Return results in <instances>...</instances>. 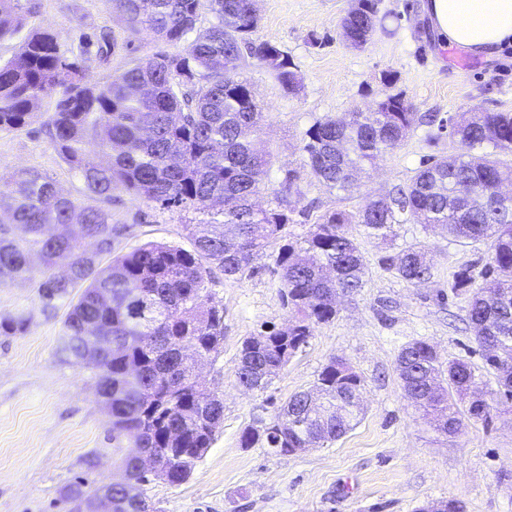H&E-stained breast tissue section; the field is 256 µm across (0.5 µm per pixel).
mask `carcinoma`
Masks as SVG:
<instances>
[{"label": "carcinoma", "mask_w": 512, "mask_h": 512, "mask_svg": "<svg viewBox=\"0 0 512 512\" xmlns=\"http://www.w3.org/2000/svg\"><path fill=\"white\" fill-rule=\"evenodd\" d=\"M204 1L212 21L198 32ZM110 3L132 34L148 31L170 44L192 32L195 37L183 50L157 53L100 85L83 81L82 55L61 50L57 35L34 29L18 57L0 60V130L24 126L40 101L60 89L47 134L89 194L109 201L120 185L165 207H193L204 218L186 225L189 249L146 243L101 268L100 257L112 253L127 227L112 223L108 211L64 195L51 176L16 170L0 176V285L30 278V258L37 255L47 272L38 285L45 307L83 287L57 354L78 365L89 349L97 352L95 391H104L112 438H126L135 448L121 462L124 481L112 484V512H157L141 491L154 477L140 469V455L158 457L165 482L179 485L213 444L224 399L194 376L195 364L218 353L224 341V309L211 302L209 291L213 269L226 279L242 277L270 247L290 318L243 342L256 353L239 363L240 386L266 389L314 327L336 318V294L364 287V256L348 225L361 224L383 239L392 225L408 221L489 244L481 269L460 266L449 288L467 297L483 369L497 376L512 372V199L498 195L501 182L512 178V165L497 158L512 152L511 112L448 117V137L489 153L478 161L433 156L408 184L355 209L330 210L299 238L288 232L295 209L280 192L266 208L252 204L272 157L248 138L260 130L264 112L250 84L237 78L243 51L271 70L284 91L298 81L277 46L252 38L258 24L253 0ZM29 14L31 0H0V41L18 33ZM376 15L377 0H363L360 16H344L341 28L364 48L376 32ZM414 124L401 93L386 95L383 112L319 119L305 133V165L318 182L350 192L357 185L354 173L397 147ZM338 142L344 149L339 154ZM13 225L24 235L14 236ZM60 261L68 265L63 276L51 273ZM383 264L411 284L432 276L430 259L417 246L384 257ZM25 324L21 315L0 316V334L21 333ZM396 370L407 397L442 433H457L464 416L478 421L490 415L488 399L470 390L477 369L461 359L442 366L425 340L400 350ZM315 390L316 398L298 392L272 421L245 428L242 447L259 444L288 455L336 440L358 423V375L342 374L333 358ZM85 498L84 482L71 484L64 494L68 512Z\"/></svg>", "instance_id": "obj_1"}]
</instances>
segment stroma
<instances>
[{
	"label": "stroma",
	"mask_w": 512,
	"mask_h": 512,
	"mask_svg": "<svg viewBox=\"0 0 512 512\" xmlns=\"http://www.w3.org/2000/svg\"><path fill=\"white\" fill-rule=\"evenodd\" d=\"M24 28L54 31L63 49L81 51L83 37L110 33L108 57L83 53L86 81L102 84L162 51L151 33L129 34L109 0H32ZM422 0H379L382 27L371 43L352 49L340 20L354 0H256L254 39L278 46L294 64L301 86L285 92L273 75L250 58L246 79L266 114L260 134L274 163L261 177L257 197L267 207L286 171L301 169L302 139L314 121L370 111L386 93H403L416 115L440 119L461 112H512V47L492 55L441 46L424 17ZM392 85L382 81L384 74ZM57 95L42 99L27 124L0 131V175L18 168L50 174L61 192L89 206L82 180L60 158L47 134ZM447 132L415 125L394 151L377 159L350 199L310 175L290 201L292 234L306 235L326 211L362 204L409 183L428 156L462 153ZM112 221L127 231L114 243L124 254L146 242L188 246L185 227L198 213L165 208L115 189L107 204ZM349 234L366 263L365 286L339 297V312L315 326L308 344L273 376L262 391L237 385L243 341L265 326L287 323L280 276L271 257L254 263L242 279L216 277L211 292L224 308V343L203 362L200 380L224 398V421L190 479L178 486L145 484L157 512H419L436 500L457 499L464 512H512V402L497 399L484 421L464 420L458 433L438 434L407 399L396 371L406 344L425 340L441 360L481 366L464 297L448 282L466 263H483L488 247L463 243L447 232L419 224L393 225L386 239L370 237L363 225ZM424 248L433 276L421 284L398 278L382 263L409 245ZM68 302L44 309L37 281L0 285V316L22 314L24 333L0 335V512H66L62 495L76 478L87 492L120 479L121 458L132 449L113 439L112 424L95 396L94 369L63 363L56 354ZM347 363L362 379L364 411L340 439L288 455L244 448L242 431L255 418L272 420L288 398L313 388L330 359ZM97 468H88V460Z\"/></svg>",
	"instance_id": "1"
}]
</instances>
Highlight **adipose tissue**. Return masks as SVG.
I'll return each mask as SVG.
<instances>
[{"label":"adipose tissue","instance_id":"adipose-tissue-1","mask_svg":"<svg viewBox=\"0 0 512 512\" xmlns=\"http://www.w3.org/2000/svg\"><path fill=\"white\" fill-rule=\"evenodd\" d=\"M424 10L440 42L474 53L512 45V0H427Z\"/></svg>","mask_w":512,"mask_h":512}]
</instances>
